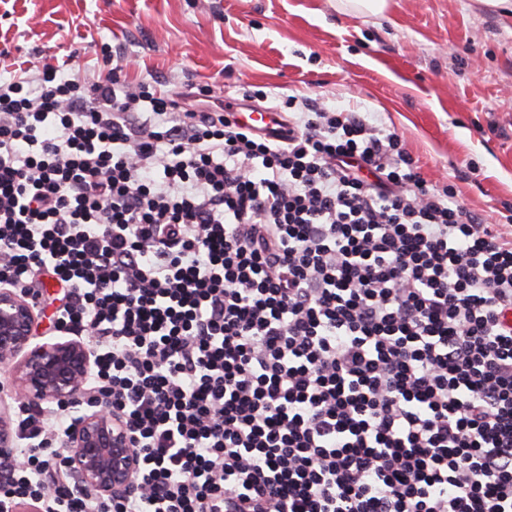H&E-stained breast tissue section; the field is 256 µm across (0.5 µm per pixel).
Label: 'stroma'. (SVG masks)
I'll list each match as a JSON object with an SVG mask.
<instances>
[{
    "mask_svg": "<svg viewBox=\"0 0 512 512\" xmlns=\"http://www.w3.org/2000/svg\"><path fill=\"white\" fill-rule=\"evenodd\" d=\"M73 50L80 75L114 53L129 82L204 88L215 111L248 90L362 113L486 222L512 216V18L475 0H392L377 21L332 0H0V78Z\"/></svg>",
    "mask_w": 512,
    "mask_h": 512,
    "instance_id": "1",
    "label": "stroma"
}]
</instances>
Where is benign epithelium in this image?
<instances>
[{"mask_svg":"<svg viewBox=\"0 0 512 512\" xmlns=\"http://www.w3.org/2000/svg\"><path fill=\"white\" fill-rule=\"evenodd\" d=\"M40 318L28 298L0 290V364L11 399L0 398V459L14 455L12 412L16 405L71 404L88 396L91 352L80 338L33 343ZM135 437L124 420L105 409L83 412L68 431L71 473L91 493L125 496L135 484L140 460Z\"/></svg>","mask_w":512,"mask_h":512,"instance_id":"7a95c632","label":"benign epithelium"}]
</instances>
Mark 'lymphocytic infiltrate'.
<instances>
[{
	"instance_id": "1",
	"label": "lymphocytic infiltrate",
	"mask_w": 512,
	"mask_h": 512,
	"mask_svg": "<svg viewBox=\"0 0 512 512\" xmlns=\"http://www.w3.org/2000/svg\"><path fill=\"white\" fill-rule=\"evenodd\" d=\"M74 61L0 80V288H60L140 469L87 493L83 403L23 407L0 512H512V225L359 113L266 135Z\"/></svg>"
}]
</instances>
